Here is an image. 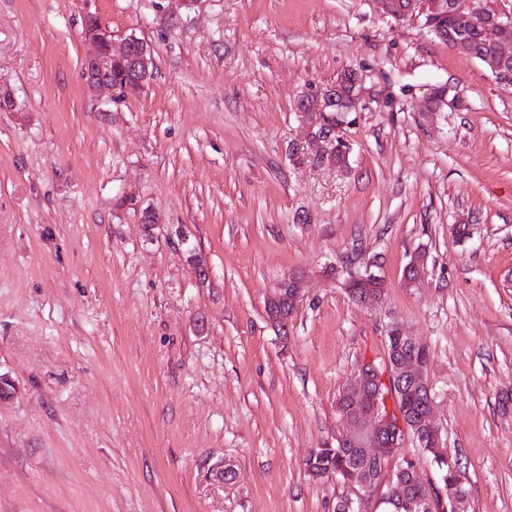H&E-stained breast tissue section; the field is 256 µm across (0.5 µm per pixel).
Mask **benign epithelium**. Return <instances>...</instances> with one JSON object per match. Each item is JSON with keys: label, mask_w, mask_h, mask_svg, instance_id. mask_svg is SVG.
Returning a JSON list of instances; mask_svg holds the SVG:
<instances>
[{"label": "benign epithelium", "mask_w": 512, "mask_h": 512, "mask_svg": "<svg viewBox=\"0 0 512 512\" xmlns=\"http://www.w3.org/2000/svg\"><path fill=\"white\" fill-rule=\"evenodd\" d=\"M382 8L396 18L413 14L442 15L452 13L453 21L459 33H466L475 23L480 8L473 0H460L456 4L448 0H381ZM497 25L501 28L512 25V0H498L496 6ZM83 36L92 46V51L83 63V77L89 91L96 93L108 90L122 96L137 95L149 83L156 66L154 47L146 39L133 33L120 43H115L112 29L95 14L89 13L83 22ZM489 79L500 90L512 94V39L500 38L495 42L494 50L479 57ZM115 64L128 66L131 71L129 82L121 87L112 82V67ZM330 104L327 91L312 90L300 100V111L309 117L306 150L308 154H323L333 150L338 139V131L323 129L313 132L316 121L312 113L322 112ZM303 299L301 279L291 276L284 279L267 298L266 305L279 310L288 301L294 305ZM388 370L396 375L400 382L414 385L427 384L426 365L414 357L401 358L389 364ZM372 372L369 366H362L345 388L344 420L351 432L347 443L358 448L362 458L369 462L385 459L398 448L400 432L407 430L403 419L393 420L383 412L378 395L371 384ZM429 446L440 448L443 444L442 427L435 415V403H430L427 411L417 425ZM352 485L364 492L372 490L374 479L369 470L359 467L352 471ZM447 512H464L466 495L460 491L459 484L450 481L446 486ZM394 503L399 507L409 506L419 512H433V503L429 498L410 499L403 494L385 495L380 503Z\"/></svg>", "instance_id": "obj_1"}]
</instances>
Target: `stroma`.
I'll list each match as a JSON object with an SVG mask.
<instances>
[{"label": "stroma", "mask_w": 512, "mask_h": 512, "mask_svg": "<svg viewBox=\"0 0 512 512\" xmlns=\"http://www.w3.org/2000/svg\"><path fill=\"white\" fill-rule=\"evenodd\" d=\"M89 12L154 45L139 95L85 89ZM350 69L349 171L296 163L300 95ZM394 320L467 512H512V95L476 59L377 0H0V512H336L356 490L303 461ZM345 287L348 290L351 298L357 302L358 297H362L364 293L378 292L384 294L385 291V280L381 278H363L358 275L350 276L349 279H345ZM381 297L378 295H364L361 299L362 304L374 305L379 303ZM303 286L300 278L291 276L285 278L277 288L270 294L267 298L266 306L268 305L270 308H273L275 312H278L279 309L282 308V304L286 298H288V306H285V312L280 310V314L290 317L294 308L289 303H292L295 307L300 300L303 299ZM282 315L275 317L271 322L283 334L288 333V323L287 319ZM285 324V325H284Z\"/></svg>", "instance_id": "35a3bbf8"}]
</instances>
